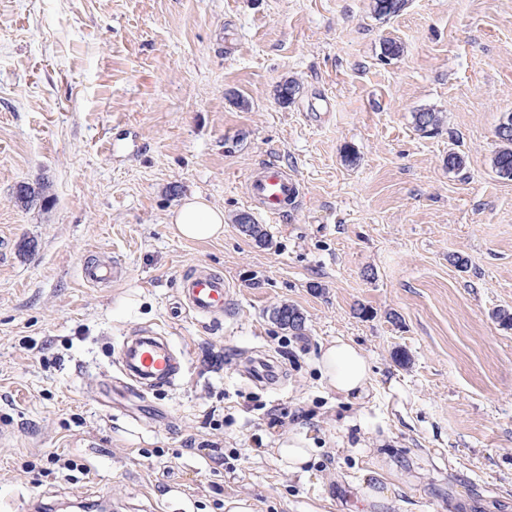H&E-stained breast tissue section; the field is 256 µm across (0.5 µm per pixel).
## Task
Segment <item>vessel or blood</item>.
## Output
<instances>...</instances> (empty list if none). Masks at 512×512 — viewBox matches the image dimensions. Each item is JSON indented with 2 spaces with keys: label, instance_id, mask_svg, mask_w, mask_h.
Wrapping results in <instances>:
<instances>
[{
  "label": "vessel or blood",
  "instance_id": "b4317fda",
  "mask_svg": "<svg viewBox=\"0 0 512 512\" xmlns=\"http://www.w3.org/2000/svg\"><path fill=\"white\" fill-rule=\"evenodd\" d=\"M250 198L259 203L264 214L280 216L297 193L295 182L277 165L267 164L247 180ZM83 279L93 285L122 278L120 262L84 263ZM180 290L188 309L201 317L223 315L229 299V285L223 275L195 269L180 276ZM119 382L129 393L141 396L162 386L172 385L183 374L184 360L174 350L168 337L156 332L124 340L116 354Z\"/></svg>",
  "mask_w": 512,
  "mask_h": 512
}]
</instances>
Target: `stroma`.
Instances as JSON below:
<instances>
[{"label":"stroma","instance_id":"35a3bbf8","mask_svg":"<svg viewBox=\"0 0 512 512\" xmlns=\"http://www.w3.org/2000/svg\"><path fill=\"white\" fill-rule=\"evenodd\" d=\"M422 109L439 133L416 130ZM507 112L512 0L390 18L371 0H0V512L89 490L111 512H512V329L495 317L512 311V181L489 165ZM269 162L299 188L274 219L245 187ZM21 182L47 202L17 203ZM196 193L223 207V238L173 237L168 212ZM105 256L126 275L85 284ZM199 264L231 286L215 321L181 304ZM282 303L303 335L270 319ZM141 329L188 370L134 397L114 358ZM338 337L370 360L362 397L322 377ZM261 355L277 388L242 373ZM291 445L311 451L301 470ZM51 454L85 475L41 472Z\"/></svg>","mask_w":512,"mask_h":512}]
</instances>
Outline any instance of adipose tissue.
Here are the masks:
<instances>
[{
  "mask_svg": "<svg viewBox=\"0 0 512 512\" xmlns=\"http://www.w3.org/2000/svg\"><path fill=\"white\" fill-rule=\"evenodd\" d=\"M168 222L175 236L187 240L205 241L224 234L223 208L197 194L183 198ZM320 364L329 386L344 396L361 394L370 384L369 359L353 341H332L323 348Z\"/></svg>",
  "mask_w": 512,
  "mask_h": 512,
  "instance_id": "obj_1",
  "label": "adipose tissue"
}]
</instances>
